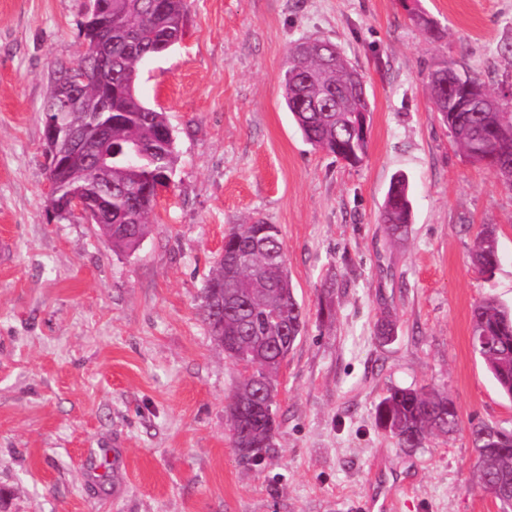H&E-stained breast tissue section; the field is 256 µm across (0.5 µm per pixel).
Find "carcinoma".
<instances>
[{
  "mask_svg": "<svg viewBox=\"0 0 512 512\" xmlns=\"http://www.w3.org/2000/svg\"><path fill=\"white\" fill-rule=\"evenodd\" d=\"M102 21L112 23V88L93 84L96 93L112 92V189L93 170L74 178L70 188L95 203L103 223L112 225V250L132 253L136 238L148 233L160 187L175 162L174 141L166 138V113L139 98L140 66L168 52L167 43H180L186 27L187 0H103ZM313 53L288 49L281 72L284 104L312 147L346 164H359L368 137L360 135V111L371 112L369 99L347 97L344 111L331 102L312 106L322 89L308 83L316 71ZM434 110L455 143L471 160L497 173L502 156L512 157V98L491 110L444 112L433 98ZM380 223L393 238L410 224L408 181L390 182L380 210ZM500 260L496 230L482 226L476 233L472 262L490 274ZM202 310L218 345L230 339L224 355L234 363L260 358L243 377L227 407L233 447L250 463L275 446L277 388L275 377L304 328L288 273L285 244L277 225L260 218L239 224L224 236L211 276L202 289ZM472 333L492 339L485 349L473 343L504 394L512 399V310L492 297L472 309ZM272 400V413L259 407ZM378 426L402 448H417L432 435L457 430L459 412L448 395L424 388L391 387L375 407ZM478 456L479 489L512 507V432L481 424L472 430Z\"/></svg>",
  "mask_w": 512,
  "mask_h": 512,
  "instance_id": "1",
  "label": "carcinoma"
}]
</instances>
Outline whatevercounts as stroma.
I'll return each instance as SVG.
<instances>
[{
    "instance_id": "obj_1",
    "label": "stroma",
    "mask_w": 512,
    "mask_h": 512,
    "mask_svg": "<svg viewBox=\"0 0 512 512\" xmlns=\"http://www.w3.org/2000/svg\"><path fill=\"white\" fill-rule=\"evenodd\" d=\"M189 3L182 42L142 67L177 160L126 254L47 212L48 64L78 60L87 0H0V236L15 242L0 266V512H373L377 477L397 512H503L474 488L471 429H512V400L473 351L471 313L488 295L512 306V189L456 147L426 82L451 59L511 88L512 0H419L432 36L402 0ZM315 38L365 80L355 166L307 144L284 106L288 49ZM399 173L412 221L395 240L379 212ZM256 218L281 231L305 328L278 378L276 446L254 466L227 425L242 372L200 304L225 233ZM484 224L489 275L471 263ZM395 386L446 393L458 430L399 447L375 421ZM471 258L474 266L483 274H491L496 268L500 255L494 227L483 225L477 231Z\"/></svg>"
}]
</instances>
